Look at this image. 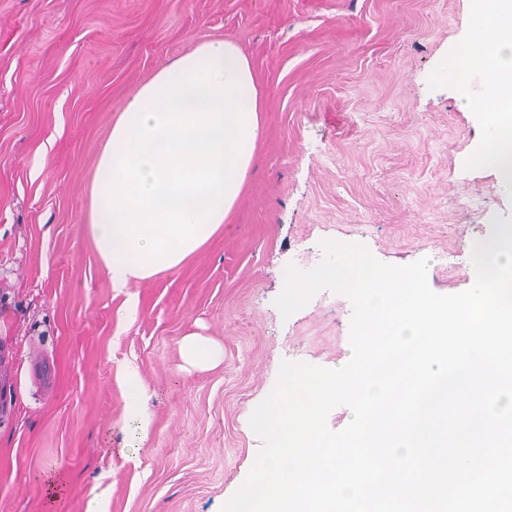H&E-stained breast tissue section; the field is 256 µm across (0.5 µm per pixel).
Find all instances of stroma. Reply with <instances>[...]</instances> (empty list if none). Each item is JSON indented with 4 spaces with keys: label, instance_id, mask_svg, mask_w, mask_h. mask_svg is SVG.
I'll use <instances>...</instances> for the list:
<instances>
[{
    "label": "stroma",
    "instance_id": "35a3bbf8",
    "mask_svg": "<svg viewBox=\"0 0 512 512\" xmlns=\"http://www.w3.org/2000/svg\"><path fill=\"white\" fill-rule=\"evenodd\" d=\"M472 0H0V512H221L255 464L282 362L351 358L352 305L274 300L325 241L427 259L439 294L512 194L441 70ZM237 43L263 133L228 224L179 268L111 288L87 230L97 155L161 65ZM198 336L209 364L187 362ZM138 378L144 415L131 408Z\"/></svg>",
    "mask_w": 512,
    "mask_h": 512
}]
</instances>
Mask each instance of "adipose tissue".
Listing matches in <instances>:
<instances>
[{"label": "adipose tissue", "instance_id": "ef3b65f1", "mask_svg": "<svg viewBox=\"0 0 512 512\" xmlns=\"http://www.w3.org/2000/svg\"><path fill=\"white\" fill-rule=\"evenodd\" d=\"M467 53L446 74L473 75L458 105L476 112L480 154L512 192V0H479ZM263 129L250 62L232 41L198 44L166 62L112 118L90 189L88 230L112 287L186 263L226 224L247 183Z\"/></svg>", "mask_w": 512, "mask_h": 512}]
</instances>
